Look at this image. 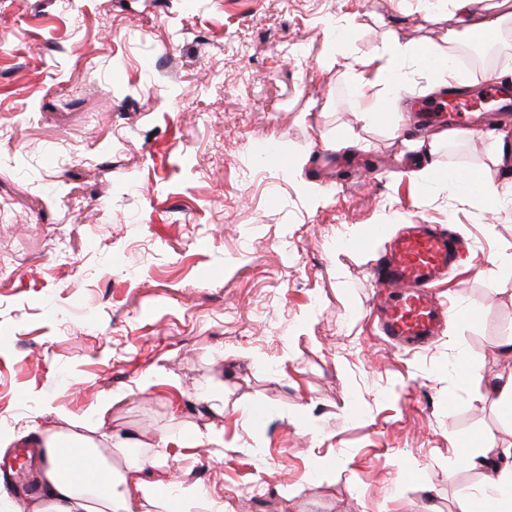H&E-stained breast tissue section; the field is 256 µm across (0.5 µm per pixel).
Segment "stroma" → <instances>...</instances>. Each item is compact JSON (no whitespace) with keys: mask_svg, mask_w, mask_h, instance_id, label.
<instances>
[{"mask_svg":"<svg viewBox=\"0 0 512 512\" xmlns=\"http://www.w3.org/2000/svg\"><path fill=\"white\" fill-rule=\"evenodd\" d=\"M450 22L422 0H0V461L78 421L138 439L118 464L170 436L149 479L172 512H452L483 478L471 441L512 442L484 398L512 369V207L411 178L427 132L358 122L347 72ZM500 138L433 163L481 170ZM379 224L462 239L433 295L479 319L422 349L376 335Z\"/></svg>","mask_w":512,"mask_h":512,"instance_id":"stroma-1","label":"stroma"}]
</instances>
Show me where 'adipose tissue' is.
I'll return each mask as SVG.
<instances>
[{
  "instance_id": "1",
  "label": "adipose tissue",
  "mask_w": 512,
  "mask_h": 512,
  "mask_svg": "<svg viewBox=\"0 0 512 512\" xmlns=\"http://www.w3.org/2000/svg\"><path fill=\"white\" fill-rule=\"evenodd\" d=\"M451 7L454 27L419 45L388 36L370 55L373 68L355 71L361 123H370L378 110L375 88L399 90L413 65L430 68L434 86H467L468 75L455 64L465 38L477 33L494 38L512 24V0H489L482 7L476 0H451ZM130 443L129 437L109 432L93 437L72 431L43 439L47 456L41 474L43 494L41 501L30 504L29 512H133L134 498L149 503L161 500L160 486L145 478L147 462L119 471L104 454L105 449ZM481 444L484 453L494 457L484 473L485 489L459 498L457 512H512V448L500 447L490 437Z\"/></svg>"
}]
</instances>
